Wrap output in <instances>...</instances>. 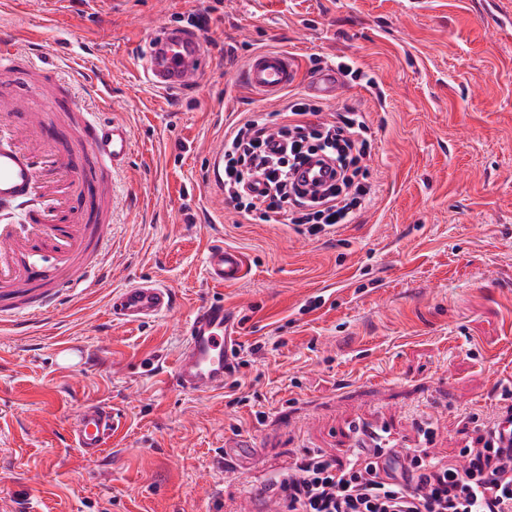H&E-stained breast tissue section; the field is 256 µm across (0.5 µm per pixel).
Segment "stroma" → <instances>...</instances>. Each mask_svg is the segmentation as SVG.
Instances as JSON below:
<instances>
[{
  "label": "stroma",
  "instance_id": "1",
  "mask_svg": "<svg viewBox=\"0 0 512 512\" xmlns=\"http://www.w3.org/2000/svg\"><path fill=\"white\" fill-rule=\"evenodd\" d=\"M210 9L213 66L194 93L164 95L141 52L159 23ZM49 55L77 84L105 74L136 140L117 179L112 277L42 320L0 329V512H252L263 483L304 449L347 462L349 431L388 427L462 464L512 385V0H0V30ZM283 50L303 92L317 61L355 62L347 83L373 130L356 223L314 238L294 225L238 222L202 180L205 156L243 112L279 110L234 78L253 52ZM239 249L233 286L204 277L210 245ZM152 279L177 308L155 322L110 321L112 291ZM223 301L238 332V388L199 395L170 382L194 309ZM68 340L103 360L59 368ZM121 426L101 458L66 439L83 404ZM428 441H421L423 430ZM251 456L236 469L224 445Z\"/></svg>",
  "mask_w": 512,
  "mask_h": 512
}]
</instances>
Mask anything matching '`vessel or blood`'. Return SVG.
I'll list each match as a JSON object with an SVG mask.
<instances>
[{
  "instance_id": "b4317fda",
  "label": "vessel or blood",
  "mask_w": 512,
  "mask_h": 512,
  "mask_svg": "<svg viewBox=\"0 0 512 512\" xmlns=\"http://www.w3.org/2000/svg\"><path fill=\"white\" fill-rule=\"evenodd\" d=\"M149 83L160 93L197 88L211 63L204 38L188 30L157 27L144 55ZM237 78L249 89L273 98L298 78L292 55L280 50L251 55ZM27 94H17L19 86ZM343 90L335 68L320 70L307 83L308 94L333 100ZM72 80L15 44L12 33L0 34V200L28 207L24 223L0 224V325L44 318L71 293L91 280L109 278L104 256L112 245L114 178L130 163L134 139L119 117L102 118L87 108L71 107ZM205 181L222 192L224 146L210 147ZM206 279L237 284L245 258L217 244L204 258ZM171 288L141 281L115 289L108 303L113 320L148 323L170 311ZM235 343L220 300L202 302L186 330V346L171 374L185 392L211 394L223 390ZM54 355L67 369L85 367L93 351L68 341ZM119 425L109 404L84 405L69 436L83 455L103 454Z\"/></svg>"
}]
</instances>
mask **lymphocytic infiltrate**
<instances>
[{
	"mask_svg": "<svg viewBox=\"0 0 512 512\" xmlns=\"http://www.w3.org/2000/svg\"><path fill=\"white\" fill-rule=\"evenodd\" d=\"M323 107L287 93L281 111L242 113L224 132V199L243 220L296 224L308 235L353 223L373 189L364 161L372 130L365 111ZM332 163L322 191L299 188V169ZM500 413L487 417L483 447L465 449L464 466L442 469L427 453L397 456L380 438L358 441L346 467L305 451L274 480L287 512H512V447H502Z\"/></svg>",
	"mask_w": 512,
	"mask_h": 512,
	"instance_id": "f902f5d3",
	"label": "lymphocytic infiltrate"
}]
</instances>
